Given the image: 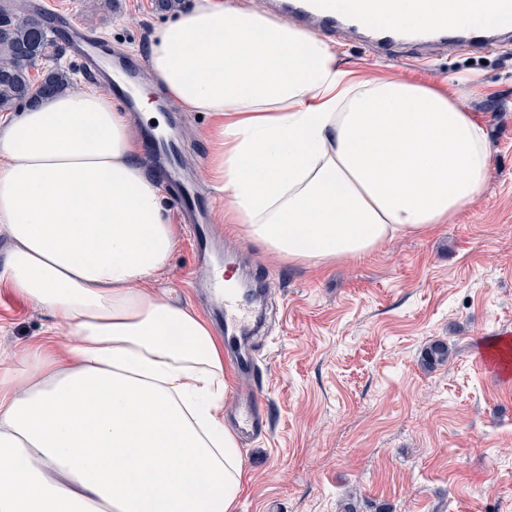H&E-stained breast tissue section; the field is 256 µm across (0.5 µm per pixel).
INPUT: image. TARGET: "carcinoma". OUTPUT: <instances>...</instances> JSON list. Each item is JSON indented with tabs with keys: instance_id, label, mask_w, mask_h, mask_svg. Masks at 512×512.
<instances>
[{
	"instance_id": "1",
	"label": "carcinoma",
	"mask_w": 512,
	"mask_h": 512,
	"mask_svg": "<svg viewBox=\"0 0 512 512\" xmlns=\"http://www.w3.org/2000/svg\"><path fill=\"white\" fill-rule=\"evenodd\" d=\"M55 30L21 0H0V112H17L47 95L75 89L74 70L59 64ZM41 74L34 80L32 71ZM447 344H430L422 357L428 367L448 360Z\"/></svg>"
}]
</instances>
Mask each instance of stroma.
Here are the masks:
<instances>
[{"instance_id": "35a3bbf8", "label": "stroma", "mask_w": 512, "mask_h": 512, "mask_svg": "<svg viewBox=\"0 0 512 512\" xmlns=\"http://www.w3.org/2000/svg\"><path fill=\"white\" fill-rule=\"evenodd\" d=\"M74 14L113 52L144 66L172 16L155 0H40ZM343 66L376 64L410 81L476 75L460 105L483 118L496 149L485 199L424 237L324 266L291 263L233 230L209 177L210 113L162 98L183 145V176L214 205L219 240L239 271L265 280L262 333L250 339L256 385L268 408L261 436L241 439L248 480L237 512H512V379L480 353L512 331V39L474 50L405 41L385 54L362 32L331 34ZM170 268L156 284L207 321L215 305L178 224ZM263 279V278H262ZM48 319L0 286V349L41 335ZM447 342L445 364L425 368L424 348Z\"/></svg>"}]
</instances>
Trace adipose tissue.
<instances>
[{"label": "adipose tissue", "mask_w": 512, "mask_h": 512, "mask_svg": "<svg viewBox=\"0 0 512 512\" xmlns=\"http://www.w3.org/2000/svg\"><path fill=\"white\" fill-rule=\"evenodd\" d=\"M416 27L465 0H377ZM155 83L217 119L210 173L246 237L322 266L482 200L494 148L455 89L338 64L318 34L194 0L156 31ZM0 285L48 333L0 350V512H236L232 372L205 318L149 290L177 246L128 117L102 91L0 121Z\"/></svg>", "instance_id": "ef3b65f1"}]
</instances>
